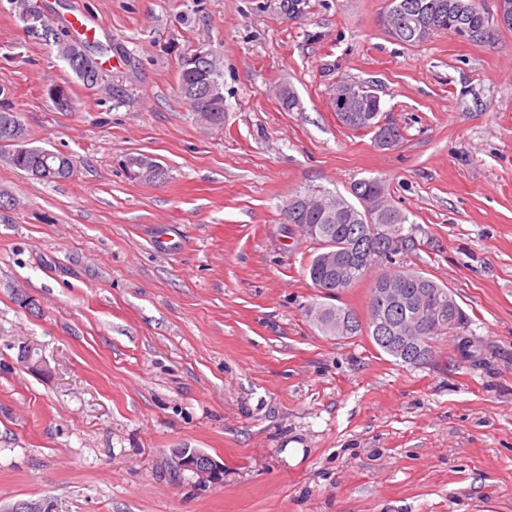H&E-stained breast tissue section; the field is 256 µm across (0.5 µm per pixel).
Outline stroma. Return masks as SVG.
Masks as SVG:
<instances>
[{
  "label": "stroma",
  "mask_w": 512,
  "mask_h": 512,
  "mask_svg": "<svg viewBox=\"0 0 512 512\" xmlns=\"http://www.w3.org/2000/svg\"><path fill=\"white\" fill-rule=\"evenodd\" d=\"M109 46L86 88L0 0V79L30 146L73 155L46 183L0 150V504L55 512H512V30L407 45L387 0H41ZM216 55L224 125L181 98L183 57ZM366 84L404 132L341 125ZM69 88L58 110L50 84ZM290 85L301 107L284 111ZM129 155L164 170L129 179ZM386 180L417 227L403 263L471 323L410 367L308 310L329 298L281 209L307 189ZM36 345L50 372L20 361ZM178 448L223 466L180 467ZM384 113H380L377 116H375L371 122H372V131L375 132L374 139L377 144V146L381 149H393L392 145L394 144V140L392 139L390 135V128L394 126L395 123L390 121L387 117V115H383ZM394 129L396 130V144L395 146H399V144L404 139L403 132L401 129L397 126H394Z\"/></svg>",
  "instance_id": "1"
}]
</instances>
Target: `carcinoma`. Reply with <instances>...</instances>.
<instances>
[{
	"label": "carcinoma",
	"instance_id": "cac0c4a2",
	"mask_svg": "<svg viewBox=\"0 0 512 512\" xmlns=\"http://www.w3.org/2000/svg\"><path fill=\"white\" fill-rule=\"evenodd\" d=\"M408 5L417 9L425 17L432 34L451 32L462 38L468 37L471 29L478 30L473 40L489 38V17L479 4V0H406ZM26 31L56 48L57 56L68 66L72 73L86 86L95 87L103 80V70L99 60L86 49V44L70 37L65 28L57 27L48 18L40 21L26 20ZM223 72L218 61L209 53L185 57L180 64L179 88L204 86L208 92L205 111L215 126L224 125V94L221 79ZM349 89L359 92L366 102L362 117L357 120L339 119L347 129L353 131L368 130L367 116L382 108L381 99L371 89H363L356 82H346ZM21 122L20 115L7 101L0 102V148L8 149L10 164L33 175L40 172L43 182H58L65 178L62 170L75 165L71 155L63 152H50L36 147H26L18 151L11 144L13 130ZM19 127V126H17ZM20 134L27 135L25 126L19 127ZM293 199L336 201V208L322 212L317 209L304 212L301 219L295 213H288L290 224H314L315 235L309 241L315 244V253L307 267V274L314 287L342 293L358 283L372 278L368 298L367 318L361 319L352 309L325 306H313L310 319L313 325L325 336L336 335V323L346 320L350 324L347 335L355 336L365 332L387 355L410 366H419L424 361L405 360L389 351L382 344L383 331L377 326L376 318L385 317L399 320L405 316V306L391 305L379 291L387 277L394 280L395 287L403 288L411 295V301L422 309V317L432 321L438 329L448 327V321L457 322L456 330L468 326L469 317L459 305L453 291L437 283L424 273L400 264L399 256L408 255L417 250L412 238L416 234L414 223L408 215L393 206L388 198V185L381 178H364L350 187V196L326 189L308 190L291 195ZM392 227L406 233L404 246L395 251L382 240L380 230ZM356 251L362 254L377 252L382 262H353L345 267L329 268L325 256L330 251Z\"/></svg>",
	"mask_w": 512,
	"mask_h": 512
}]
</instances>
